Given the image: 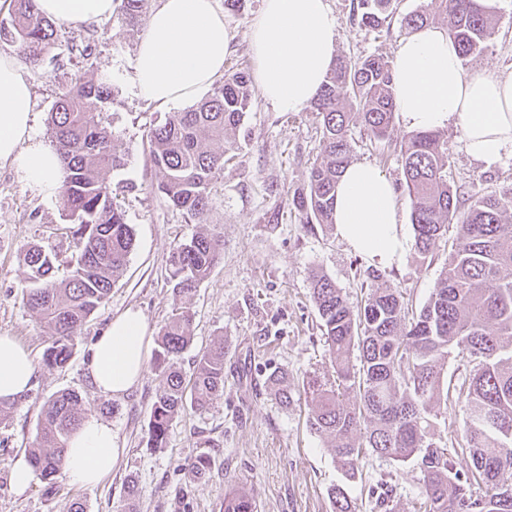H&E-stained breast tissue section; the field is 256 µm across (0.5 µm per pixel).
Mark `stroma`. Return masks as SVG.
Listing matches in <instances>:
<instances>
[{
	"mask_svg": "<svg viewBox=\"0 0 512 512\" xmlns=\"http://www.w3.org/2000/svg\"><path fill=\"white\" fill-rule=\"evenodd\" d=\"M428 0H400L398 16L381 32L360 28L352 14L357 0H329L339 21L338 57L358 61L370 55L394 59L407 31L399 17ZM494 34L481 55L467 59L466 72L485 69L512 75V0H493ZM261 0H248L243 11L224 16L233 35L225 66L251 69L250 27ZM145 21L127 26L112 17L80 28L59 25L51 55L26 65L34 90L36 143L48 145V113L58 88L80 79H101L112 88L104 117L128 152L126 166L109 173L124 186L119 202L134 230V247L123 274L107 301L81 327L73 354L61 368H48L43 354L51 331L22 301L25 269L20 248L45 246L60 266L76 257L59 199H42L20 180L14 169L0 168V336L15 337L34 360L32 388L14 401L0 420V512H70L81 501L86 512H224V493L242 488L254 497L258 512H334L329 497L333 485L344 482L326 438L306 424L309 407L299 401L281 408L266 389V378L287 370L291 383L302 386L309 375L326 371L329 352L320 320L310 298V274L324 272L350 302L360 301L362 271L369 261L341 238L336 227L304 225L288 203L307 185L309 169L322 148V124L317 113L279 112L255 95L239 133L234 159L214 184L211 229L224 241L223 254L192 298L195 314L192 343L178 356L177 366L191 376L198 355L214 341L224 340V393L204 411L177 417L167 445L146 444L151 406L161 390L154 369L121 397L99 392L85 373L84 361L108 321L127 307L141 309L149 336H157L176 300L165 279L169 251L191 237L197 225L151 190L159 177L149 156L148 133L164 107L140 98L132 83L137 45ZM91 44L92 66L71 57L72 45ZM352 158L375 165L393 185L403 180L399 143L405 135L393 125L386 138L376 139L364 128L351 126ZM448 181L484 194L512 189V155L485 167L465 152L458 130L448 129ZM446 251L419 260L406 250L398 264L381 274L414 309L427 302L445 266ZM61 390L83 399L85 414L111 424L127 453L111 476L92 489H82L60 477L56 487L33 477L18 490L11 477L16 459L29 457L41 428L45 400ZM207 455L205 476L192 475L187 464ZM357 478L348 483L357 512H378L373 490L393 488L394 512H414L423 495L422 474L413 464L398 465L375 455L357 463ZM138 495L129 498L128 485Z\"/></svg>",
	"mask_w": 512,
	"mask_h": 512,
	"instance_id": "1",
	"label": "stroma"
}]
</instances>
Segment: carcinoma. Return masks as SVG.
<instances>
[{"label":"carcinoma","instance_id":"carcinoma-1","mask_svg":"<svg viewBox=\"0 0 512 512\" xmlns=\"http://www.w3.org/2000/svg\"><path fill=\"white\" fill-rule=\"evenodd\" d=\"M144 2L120 0L121 19L135 23ZM356 9L360 27L376 32L391 22L397 0H358ZM436 15L448 19V37L462 59L485 51L493 34L490 0H430L403 15L400 24L416 30ZM55 35L54 22L38 10L36 0H13L10 21L0 22V40L19 44L29 63L44 60ZM111 103L110 86L91 79L56 93L49 112L48 135L63 163L59 197L73 224L77 258L60 277L56 256L42 246L26 244L19 254L26 268L23 302L52 331L43 356L49 368L67 364L80 328L107 300L133 247V228L107 178L127 161L123 143L105 122ZM251 104L249 75L230 70L196 104L164 114L150 128L151 161L159 172L153 189L189 220L207 225L210 188L224 173L226 154L210 143H235ZM312 108L322 120V153L310 168L306 188L290 205L301 223L328 226L334 223L339 178L350 163L353 119L375 137L386 136L393 124L392 65L375 55L337 60ZM400 155L414 251L423 259L433 255L447 225L457 223L447 266L413 316L396 288L374 285L380 275L373 271L368 273L373 284L355 310L330 277L313 274L312 300L331 373L306 381L307 426L329 439L333 458L351 479L367 451L396 464L417 465L425 512H512V224L505 221L512 212V191L475 190L461 210L460 192L448 183V140L438 130L410 133ZM222 250L221 237L207 229L176 243L165 267L173 294H193ZM192 321L190 308L179 306L159 333L155 371L162 390L148 422L150 448L166 446L179 414L203 410L224 393V342L197 357L189 378L174 365L191 342ZM454 351L472 365L458 385L443 376V361ZM266 384L280 406L296 402L287 371L271 372ZM459 400L466 411L461 454L470 459L465 473L456 469L448 444L432 429L441 407ZM83 417L81 398L73 391H59L43 405L31 464L52 487L65 471V448ZM475 483L486 486L484 495H473ZM330 497L335 512H355L344 486L332 487ZM224 512H255V500L243 489H232L224 494Z\"/></svg>","mask_w":512,"mask_h":512}]
</instances>
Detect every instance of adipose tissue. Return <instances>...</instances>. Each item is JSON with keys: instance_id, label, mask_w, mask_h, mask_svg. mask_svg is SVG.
Masks as SVG:
<instances>
[{"instance_id": "1", "label": "adipose tissue", "mask_w": 512, "mask_h": 512, "mask_svg": "<svg viewBox=\"0 0 512 512\" xmlns=\"http://www.w3.org/2000/svg\"><path fill=\"white\" fill-rule=\"evenodd\" d=\"M46 17L72 27L112 17L115 0H37ZM339 23L328 0H262L249 49L253 76L266 102L284 112L308 107L332 69ZM231 34L216 0H157L140 40L133 80L144 98L177 107L194 100L224 72ZM397 119L407 131L459 130L466 153L485 166L512 155V76L467 73L446 29L425 26L401 40L393 64ZM32 85L15 54L0 52V168L46 198L57 197L61 165L33 140ZM334 221L341 238L373 264L402 258L407 237L390 181L372 164L351 163L339 181ZM151 338L143 313L116 315L93 347L86 372L102 393L136 387ZM35 366L12 337L0 336V399L30 387ZM124 450L110 424L85 417L68 442L72 484L93 488L108 478Z\"/></svg>"}]
</instances>
